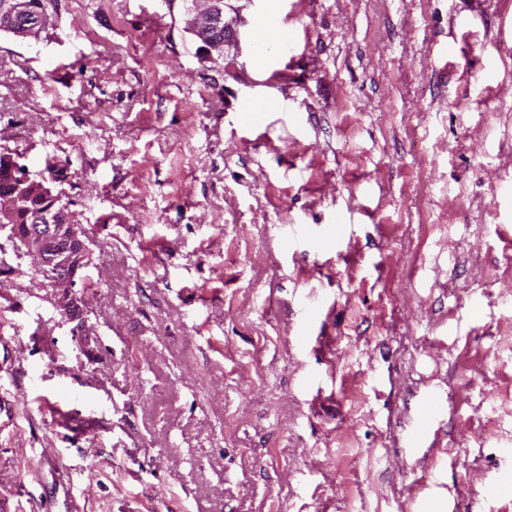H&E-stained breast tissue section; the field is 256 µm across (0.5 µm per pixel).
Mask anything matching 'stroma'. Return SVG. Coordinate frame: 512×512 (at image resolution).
<instances>
[{"instance_id": "obj_1", "label": "stroma", "mask_w": 512, "mask_h": 512, "mask_svg": "<svg viewBox=\"0 0 512 512\" xmlns=\"http://www.w3.org/2000/svg\"><path fill=\"white\" fill-rule=\"evenodd\" d=\"M259 2L220 58L188 0L0 33V150L93 260L75 336L0 237V512H512V0H267L279 82ZM258 19L265 21L259 42V46L263 48L261 56L266 61V72L269 75V79H276L281 74V70L275 68V59L267 53L268 47L288 43L293 44L296 41V31L289 24L288 15L270 14L264 11L259 15ZM269 32L275 35L274 39L270 40L268 38L267 33ZM439 403L436 396H431L423 405L421 415L411 435V447L419 448L431 431V426L438 413Z\"/></svg>"}]
</instances>
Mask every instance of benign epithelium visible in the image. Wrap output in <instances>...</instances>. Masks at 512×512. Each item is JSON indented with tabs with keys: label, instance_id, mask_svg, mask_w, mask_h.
<instances>
[{
	"label": "benign epithelium",
	"instance_id": "7a95c632",
	"mask_svg": "<svg viewBox=\"0 0 512 512\" xmlns=\"http://www.w3.org/2000/svg\"><path fill=\"white\" fill-rule=\"evenodd\" d=\"M24 10L23 0H0V28L19 38L31 36L30 27L19 22ZM189 14L187 24L205 40L207 50L224 47V40L214 36L224 24V0H193ZM0 168L8 172L13 185L0 196V233H6L16 250L31 257L35 273L42 277L41 287L51 289L56 311L73 325L74 334L85 335L84 300L75 291L77 279L92 264L83 225L62 196L46 186V180L20 169L11 154L0 152ZM33 199L51 206L35 210L33 223L16 224L18 206Z\"/></svg>",
	"mask_w": 512,
	"mask_h": 512
}]
</instances>
